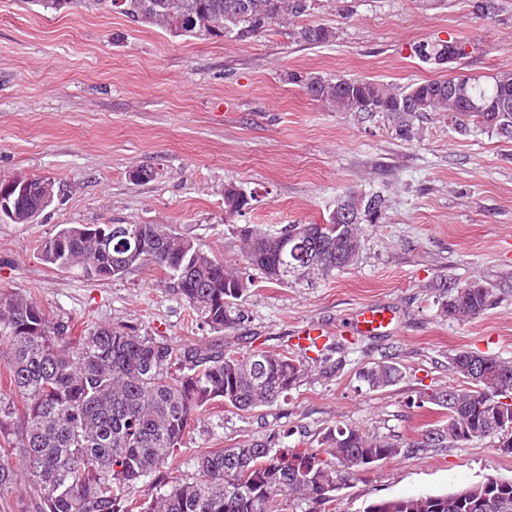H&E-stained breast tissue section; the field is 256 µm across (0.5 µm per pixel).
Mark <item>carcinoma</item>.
Returning a JSON list of instances; mask_svg holds the SVG:
<instances>
[{
  "label": "carcinoma",
  "instance_id": "obj_1",
  "mask_svg": "<svg viewBox=\"0 0 512 512\" xmlns=\"http://www.w3.org/2000/svg\"><path fill=\"white\" fill-rule=\"evenodd\" d=\"M311 0H124L118 13L130 21L196 39L256 38L274 25L293 24L309 15ZM294 38L318 46L336 38L323 24L292 29ZM415 54L425 62L448 57V43L423 42ZM316 101L340 112H383L399 135L414 138L412 121L424 112H446L461 134L491 133L512 142V72L492 82L457 74L395 89L375 80L288 73ZM458 94H448V85ZM37 188L17 201L15 224L44 210L49 178L32 177ZM254 195L231 186L224 191L230 215L250 208ZM385 199L364 196L358 221L341 207L324 224H288L269 232L258 224L237 228L243 270L228 267L196 240L167 224H73L41 245L40 259L59 270H79L89 281L106 282L137 267L162 272L165 283L193 309L201 326L221 333L239 326L246 311L240 300L254 283L297 285L279 275V241L312 251L318 272L329 278L354 266L366 227L382 219ZM495 301L493 289L479 279L448 286L442 312L450 319L475 318ZM69 321L53 320L30 294L0 289V348L21 405L0 401V512H24L12 494L24 484L35 512H342L338 482L348 476L345 463L365 471L393 460L408 448L454 447L501 434L512 425V361L461 351L450 368L465 387L453 385L429 394L442 419L422 431L423 440L366 433L348 425L322 429L316 447L294 448L288 431L272 433L233 448L197 457L196 473L174 477L164 472L182 452L194 420L215 402L252 412L287 400L306 368L286 350L241 354L222 345H174L162 336H142L139 328L107 323L70 335ZM478 376L467 373L470 361ZM402 379L392 361L374 362L358 380L383 390ZM12 457L14 465H4ZM154 493L141 500L138 484ZM364 512H512V479L488 478L442 495L380 499Z\"/></svg>",
  "mask_w": 512,
  "mask_h": 512
}]
</instances>
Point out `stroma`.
<instances>
[{"instance_id":"1","label":"stroma","mask_w":512,"mask_h":512,"mask_svg":"<svg viewBox=\"0 0 512 512\" xmlns=\"http://www.w3.org/2000/svg\"><path fill=\"white\" fill-rule=\"evenodd\" d=\"M477 17L474 0H312L310 21L335 28L321 46L288 27L237 41L191 39L137 25L87 4L50 13L27 0H0V179L54 180L60 199L34 224L0 223V289L32 293L74 333L131 323L173 344H221L242 353L277 351L310 324L335 349L287 400L252 413L215 404L195 422L177 460L195 472L203 451L288 429L310 448L337 424L380 435L417 436L439 415L416 407L422 391L446 389L460 351L512 361V143L458 133L441 112L399 137L381 112H334L287 80L288 73L365 78L404 88L464 72L512 71V0ZM462 41L468 55L438 66L416 44ZM153 170L132 179L135 167ZM254 192L251 209L224 211V190ZM384 194L357 265L314 285L261 281L243 299L248 318L216 333L151 267L105 283L44 264L42 243L68 224H167L232 265L241 224L277 230L321 224L346 190ZM481 279L497 302L459 322L443 315L444 288ZM393 311L394 335L357 336L356 310ZM397 362L402 380L369 390L356 374ZM512 479V455L496 438L423 448L346 478L343 512L379 499L447 494Z\"/></svg>"}]
</instances>
